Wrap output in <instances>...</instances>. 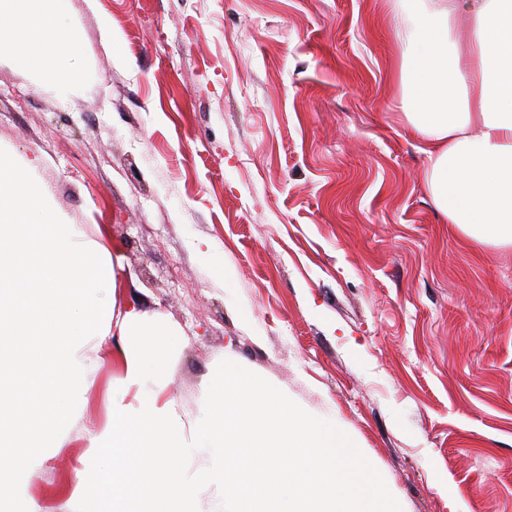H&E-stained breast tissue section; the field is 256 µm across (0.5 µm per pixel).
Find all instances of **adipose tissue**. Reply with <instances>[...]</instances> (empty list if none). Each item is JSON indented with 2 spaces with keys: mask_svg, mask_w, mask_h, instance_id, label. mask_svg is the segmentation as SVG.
<instances>
[{
  "mask_svg": "<svg viewBox=\"0 0 512 512\" xmlns=\"http://www.w3.org/2000/svg\"><path fill=\"white\" fill-rule=\"evenodd\" d=\"M0 0V27L14 26L18 54L47 76L55 58L39 45L65 43V0H35L30 17ZM411 34L400 65L401 108L422 143L428 188L449 223L475 242L512 247V0H397ZM466 15L465 41L450 19Z\"/></svg>",
  "mask_w": 512,
  "mask_h": 512,
  "instance_id": "adipose-tissue-1",
  "label": "adipose tissue"
}]
</instances>
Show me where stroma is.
<instances>
[{"instance_id":"1","label":"stroma","mask_w":512,"mask_h":512,"mask_svg":"<svg viewBox=\"0 0 512 512\" xmlns=\"http://www.w3.org/2000/svg\"><path fill=\"white\" fill-rule=\"evenodd\" d=\"M65 26L56 80L0 40V148L121 255L116 309L180 333L160 401L202 418L228 358L336 421L402 512H512V248L428 191L393 0H68ZM129 344L85 340L32 512H76Z\"/></svg>"}]
</instances>
